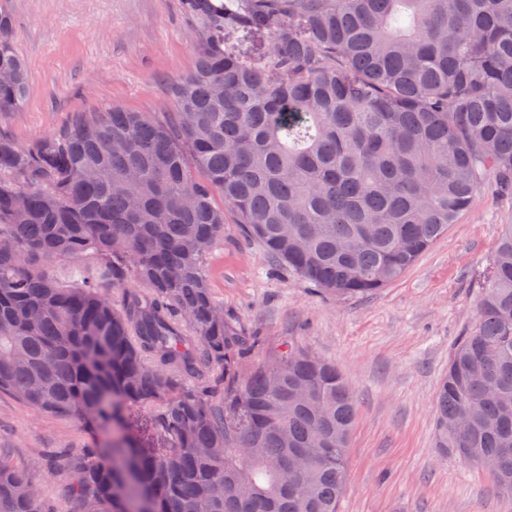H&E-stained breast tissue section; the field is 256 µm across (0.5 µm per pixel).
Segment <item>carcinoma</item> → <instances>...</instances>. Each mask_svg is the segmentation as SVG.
I'll list each match as a JSON object with an SVG mask.
<instances>
[{
  "label": "carcinoma",
  "instance_id": "1",
  "mask_svg": "<svg viewBox=\"0 0 512 512\" xmlns=\"http://www.w3.org/2000/svg\"><path fill=\"white\" fill-rule=\"evenodd\" d=\"M180 4L198 38L172 111L76 112L27 145L0 134V394L94 430L63 459L74 512H337L347 383L293 338L251 363L257 338L204 261L228 208L316 290L367 295L483 185L511 195L512 0ZM12 32L0 10V115L26 101ZM435 440L497 461L512 496V224L448 360ZM0 512H49L3 462Z\"/></svg>",
  "mask_w": 512,
  "mask_h": 512
}]
</instances>
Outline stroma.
I'll return each instance as SVG.
<instances>
[{
    "label": "stroma",
    "instance_id": "obj_1",
    "mask_svg": "<svg viewBox=\"0 0 512 512\" xmlns=\"http://www.w3.org/2000/svg\"><path fill=\"white\" fill-rule=\"evenodd\" d=\"M29 71L22 111L0 116V133L25 145L73 113L119 105L173 108L170 84L194 63L195 27L180 0H0ZM512 223V196L482 186L472 207L397 281L339 299L313 291L246 237L232 211L205 261L214 297L247 335L251 360L286 337L336 364L357 408L347 486L338 512H512L492 473L443 454L434 412L448 358L478 319L495 245ZM93 433L75 418L39 414L0 396V460L28 471L55 512H73L67 469L33 462L53 448H80Z\"/></svg>",
    "mask_w": 512,
    "mask_h": 512
}]
</instances>
